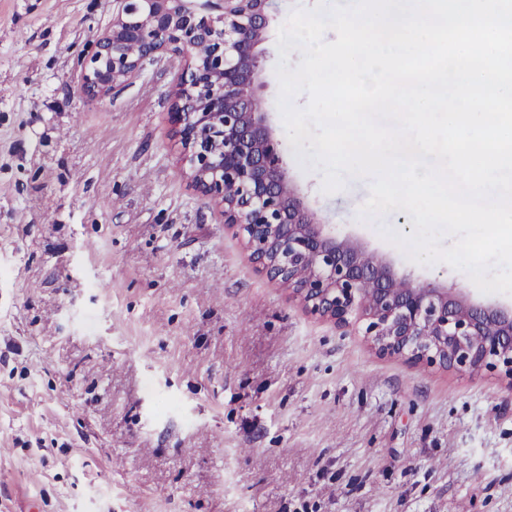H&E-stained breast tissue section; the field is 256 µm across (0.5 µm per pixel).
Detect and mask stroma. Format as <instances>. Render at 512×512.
Returning <instances> with one entry per match:
<instances>
[{
  "label": "stroma",
  "mask_w": 512,
  "mask_h": 512,
  "mask_svg": "<svg viewBox=\"0 0 512 512\" xmlns=\"http://www.w3.org/2000/svg\"><path fill=\"white\" fill-rule=\"evenodd\" d=\"M279 0L262 43L274 136ZM115 0H0V512H512V384L375 352L259 274L182 168L177 69L80 91ZM288 181L397 275L481 305L360 220L366 178Z\"/></svg>",
  "instance_id": "stroma-1"
}]
</instances>
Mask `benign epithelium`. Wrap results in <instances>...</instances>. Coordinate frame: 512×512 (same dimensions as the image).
<instances>
[{"instance_id": "7a95c632", "label": "benign epithelium", "mask_w": 512, "mask_h": 512, "mask_svg": "<svg viewBox=\"0 0 512 512\" xmlns=\"http://www.w3.org/2000/svg\"><path fill=\"white\" fill-rule=\"evenodd\" d=\"M117 0L83 76L90 97L137 75L146 59L178 60L187 77L170 120L195 185L224 205L255 270L310 313L363 327L383 355L470 371L512 385V306L476 305L427 280L402 288L390 265L316 221L288 187L280 143L258 96L259 46L276 0ZM133 43L137 53L124 50ZM236 192L227 194V186Z\"/></svg>"}]
</instances>
